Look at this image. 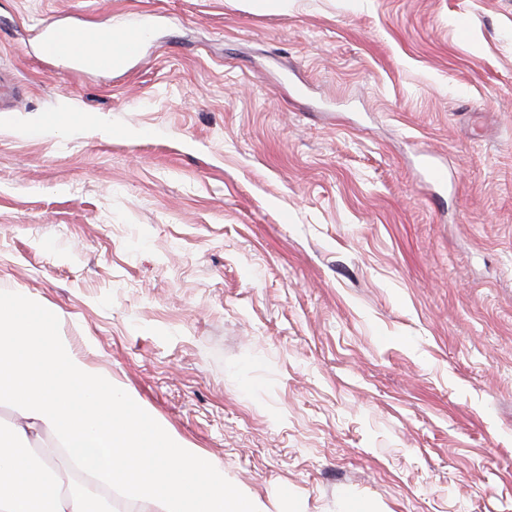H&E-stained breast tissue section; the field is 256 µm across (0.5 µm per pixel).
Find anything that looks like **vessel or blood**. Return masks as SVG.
<instances>
[{"instance_id": "vessel-or-blood-1", "label": "vessel or blood", "mask_w": 512, "mask_h": 512, "mask_svg": "<svg viewBox=\"0 0 512 512\" xmlns=\"http://www.w3.org/2000/svg\"><path fill=\"white\" fill-rule=\"evenodd\" d=\"M143 34L138 28L103 27L91 39L77 38L72 27L47 23L41 28V47L45 53L72 61L74 69L116 71L125 62L139 57Z\"/></svg>"}]
</instances>
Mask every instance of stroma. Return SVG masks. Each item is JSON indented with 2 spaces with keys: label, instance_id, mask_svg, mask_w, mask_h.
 <instances>
[{
  "label": "stroma",
  "instance_id": "stroma-1",
  "mask_svg": "<svg viewBox=\"0 0 512 512\" xmlns=\"http://www.w3.org/2000/svg\"><path fill=\"white\" fill-rule=\"evenodd\" d=\"M1 71L0 290L260 512H512V0H0ZM40 31L44 52L71 60L74 70H120L126 61L140 56L143 44L141 28L114 30L106 26L97 34L79 35H95L88 40L77 38L72 27L65 24H43Z\"/></svg>",
  "mask_w": 512,
  "mask_h": 512
}]
</instances>
